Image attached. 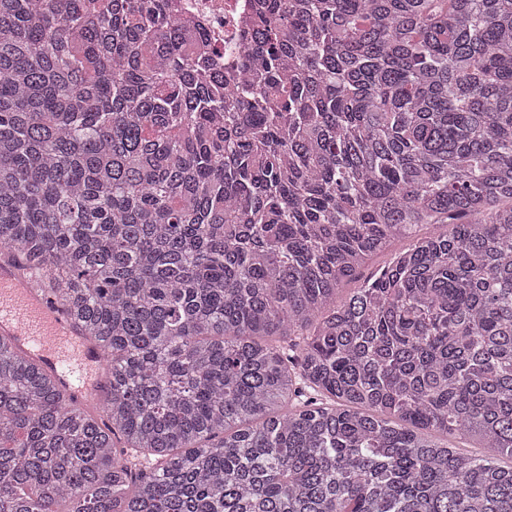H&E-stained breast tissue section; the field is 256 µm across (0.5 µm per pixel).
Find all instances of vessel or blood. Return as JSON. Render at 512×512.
Wrapping results in <instances>:
<instances>
[{
  "label": "vessel or blood",
  "mask_w": 512,
  "mask_h": 512,
  "mask_svg": "<svg viewBox=\"0 0 512 512\" xmlns=\"http://www.w3.org/2000/svg\"><path fill=\"white\" fill-rule=\"evenodd\" d=\"M36 278L35 269L0 262V335L13 337L16 350L59 374L68 400L84 403L96 393L98 353Z\"/></svg>",
  "instance_id": "vessel-or-blood-1"
}]
</instances>
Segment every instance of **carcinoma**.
<instances>
[{
  "mask_svg": "<svg viewBox=\"0 0 512 512\" xmlns=\"http://www.w3.org/2000/svg\"><path fill=\"white\" fill-rule=\"evenodd\" d=\"M197 39L0 0V261L105 361L76 406L0 335V512H512V0H261L208 82ZM410 244L411 241L408 239L399 240L391 246L389 251L374 256L365 268L362 279L346 284L343 289L338 292L336 300L338 302L344 300L354 288H358L361 285L366 277H369L372 272H376L379 268L388 264L395 253L407 250Z\"/></svg>",
  "mask_w": 512,
  "mask_h": 512,
  "instance_id": "obj_1",
  "label": "carcinoma"
}]
</instances>
